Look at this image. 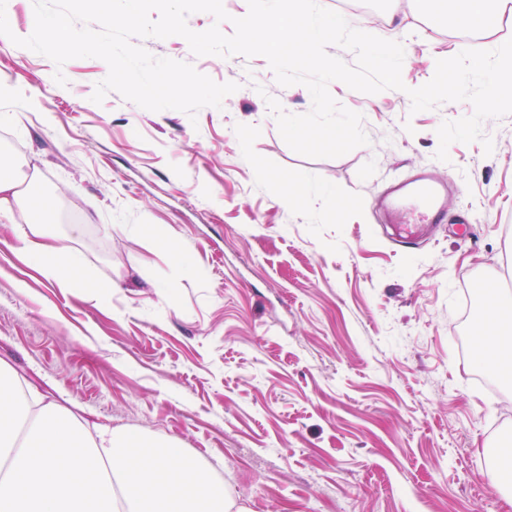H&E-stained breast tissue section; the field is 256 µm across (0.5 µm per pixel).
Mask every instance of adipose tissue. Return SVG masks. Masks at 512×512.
I'll return each instance as SVG.
<instances>
[{"label":"adipose tissue","mask_w":512,"mask_h":512,"mask_svg":"<svg viewBox=\"0 0 512 512\" xmlns=\"http://www.w3.org/2000/svg\"><path fill=\"white\" fill-rule=\"evenodd\" d=\"M416 11L438 6L456 25L483 26L512 0H412ZM20 239L27 263L64 289L101 294L67 245L31 219ZM485 330L474 334L476 357L504 350L499 327L512 323V298L496 284L482 288ZM0 512H248L222 480L181 442L148 433L89 428L52 403L23 392L0 361Z\"/></svg>","instance_id":"1"}]
</instances>
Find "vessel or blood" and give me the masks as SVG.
Wrapping results in <instances>:
<instances>
[{
	"label": "vessel or blood",
	"instance_id": "vessel-or-blood-1",
	"mask_svg": "<svg viewBox=\"0 0 512 512\" xmlns=\"http://www.w3.org/2000/svg\"><path fill=\"white\" fill-rule=\"evenodd\" d=\"M375 205L389 216L397 243L411 250L443 223L448 213V186L422 170L411 180L392 183L381 191Z\"/></svg>",
	"mask_w": 512,
	"mask_h": 512
}]
</instances>
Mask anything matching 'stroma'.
I'll return each instance as SVG.
<instances>
[{
  "instance_id": "1",
  "label": "stroma",
  "mask_w": 512,
  "mask_h": 512,
  "mask_svg": "<svg viewBox=\"0 0 512 512\" xmlns=\"http://www.w3.org/2000/svg\"><path fill=\"white\" fill-rule=\"evenodd\" d=\"M346 19L402 37L410 58L401 91L329 83L369 143L324 159L282 139L266 97L298 114L310 93L280 86L263 56L134 38L237 83L192 119L114 91L94 103L101 59L59 69L0 38V142L13 172L29 170L52 198L49 229L81 224L69 246L104 290L57 288L19 252L26 213L0 222V360L81 422L177 439L221 463L249 512H512V460L496 454L512 445V398L473 385L456 343L462 293L493 281L512 294V115L484 121L492 154L455 142L442 162L438 127L472 104L415 113L407 94L437 60L511 38L512 19L466 42L408 0H362ZM421 168L460 187L448 221L469 210L474 236L449 227L406 254L373 198ZM300 177L334 187L342 211L284 203Z\"/></svg>"
}]
</instances>
